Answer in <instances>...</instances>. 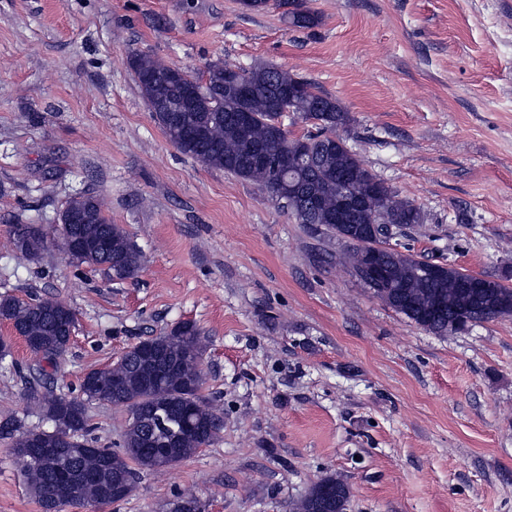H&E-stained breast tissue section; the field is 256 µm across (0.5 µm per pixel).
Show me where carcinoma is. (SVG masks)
<instances>
[{"mask_svg": "<svg viewBox=\"0 0 512 512\" xmlns=\"http://www.w3.org/2000/svg\"><path fill=\"white\" fill-rule=\"evenodd\" d=\"M292 9L283 19L292 28L311 29L319 25V15L290 0ZM133 70L150 112L171 143L180 152L211 168L222 169L255 184L282 201L299 224H322L336 234L341 224H392L404 230L424 222L421 211L410 201L391 192L336 134L348 122V115L336 100L318 91L310 82L269 67L251 70L217 61L208 64L199 77L183 67L150 56L133 55ZM186 74L196 83L195 96L185 97ZM288 101L293 113L316 128L300 136L284 129L280 103ZM246 112L250 127L243 131L234 117ZM198 127L199 138L183 139L181 127ZM296 158L286 180L309 185L319 197V209H308L297 195H284L278 171L273 166L283 147ZM88 204L93 218L81 225L92 242L103 240V248L91 247L77 258V264L98 269L116 280H133L141 271L142 254L127 232L112 223L103 202L88 194L71 199ZM45 234H26L19 260H35L46 249ZM423 257L406 250L397 260L385 254L392 269V287L367 284L372 294L405 316L420 322L412 307L403 303L414 297L419 303L440 292L446 299L424 322V329L439 335L454 331L457 322L477 324L512 315V287L490 289L488 299L466 304L465 289L450 280L444 288L420 276ZM0 321L20 328L24 339H35L53 361L68 349L70 317L55 299L33 302L13 295H0ZM205 351L197 326L183 321L166 334L130 347L104 370L88 372L80 384L82 398L66 399L53 394L41 397L44 419L50 427L24 430L15 419L0 422V435L9 436L21 448L35 451L31 459H16L30 491L42 512L54 507H82L116 503L117 484L126 477L138 478L141 470H162L165 459L152 452L162 447L169 429H178L180 420L196 423V430L180 437L169 450L179 459L209 446L216 438L221 419L198 387L196 358ZM95 401L123 408L128 419L119 450L88 447L92 425L86 403ZM43 448H59L55 457L42 454ZM336 490V498L348 497L346 486L333 477L316 483L295 512H312L310 496L323 488ZM206 505L193 494H180L166 505V512H205Z\"/></svg>", "mask_w": 512, "mask_h": 512, "instance_id": "1", "label": "carcinoma"}]
</instances>
